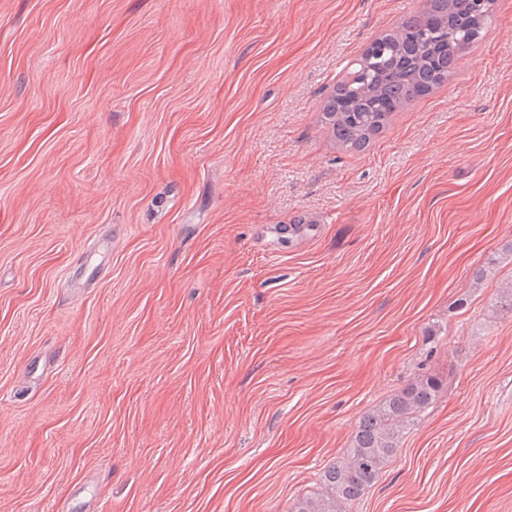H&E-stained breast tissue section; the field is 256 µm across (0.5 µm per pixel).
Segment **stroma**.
Masks as SVG:
<instances>
[{
	"instance_id": "stroma-1",
	"label": "stroma",
	"mask_w": 512,
	"mask_h": 512,
	"mask_svg": "<svg viewBox=\"0 0 512 512\" xmlns=\"http://www.w3.org/2000/svg\"><path fill=\"white\" fill-rule=\"evenodd\" d=\"M426 2L0 0V512H290L424 372L351 512H512V0L365 150L321 123Z\"/></svg>"
}]
</instances>
